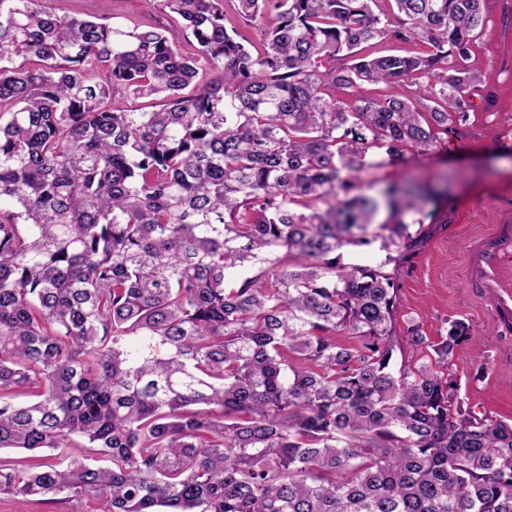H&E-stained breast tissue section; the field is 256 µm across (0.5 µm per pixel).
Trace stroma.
Returning a JSON list of instances; mask_svg holds the SVG:
<instances>
[{
    "mask_svg": "<svg viewBox=\"0 0 512 512\" xmlns=\"http://www.w3.org/2000/svg\"><path fill=\"white\" fill-rule=\"evenodd\" d=\"M57 13L77 18L106 14L121 26H150L175 36L182 53L194 51L181 19L143 0H51ZM487 22L471 57L483 73L471 88L465 122L442 135L429 158L405 160L373 172L374 187L414 178L435 187L439 205H427L421 235L398 267L393 322L404 332L419 323L430 340L451 322H466L474 339L456 349L452 372L466 410L512 423V334L497 331L490 305L463 286V247L469 233L512 216V0H485ZM99 499L40 503L0 494V512H104Z\"/></svg>",
    "mask_w": 512,
    "mask_h": 512,
    "instance_id": "1",
    "label": "stroma"
}]
</instances>
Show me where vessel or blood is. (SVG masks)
<instances>
[{
    "mask_svg": "<svg viewBox=\"0 0 512 512\" xmlns=\"http://www.w3.org/2000/svg\"><path fill=\"white\" fill-rule=\"evenodd\" d=\"M463 280L476 297L490 302L496 327L512 326V222L466 239Z\"/></svg>",
    "mask_w": 512,
    "mask_h": 512,
    "instance_id": "obj_1",
    "label": "vessel or blood"
}]
</instances>
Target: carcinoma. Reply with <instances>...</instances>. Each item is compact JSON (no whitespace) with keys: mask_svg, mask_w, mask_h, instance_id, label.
I'll return each instance as SVG.
<instances>
[{"mask_svg":"<svg viewBox=\"0 0 512 512\" xmlns=\"http://www.w3.org/2000/svg\"><path fill=\"white\" fill-rule=\"evenodd\" d=\"M47 2L0 0V450L54 461H0V493L512 512V423L466 411L448 375L469 327L394 335L405 215L438 192L363 178L464 120L485 0H236L267 19L247 44L222 0H164L195 57ZM390 40L425 50L373 51ZM203 62L221 79L200 84ZM364 83L399 90L346 102ZM398 347L433 354L396 368ZM42 455L43 454H34L27 451L12 449H4L0 452V458L2 461L18 468H29L35 464L52 461L49 457H43Z\"/></svg>","mask_w":512,"mask_h":512,"instance_id":"carcinoma-1","label":"carcinoma"}]
</instances>
